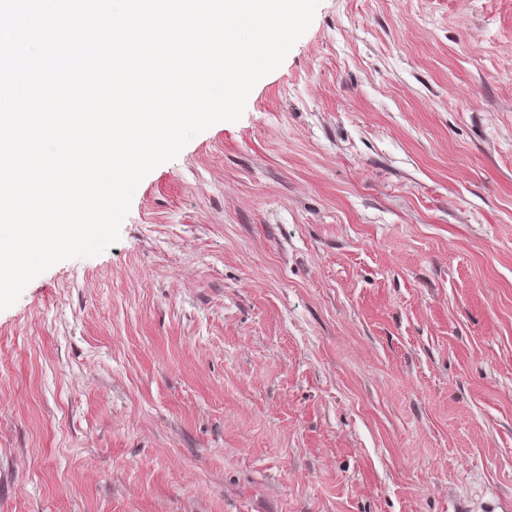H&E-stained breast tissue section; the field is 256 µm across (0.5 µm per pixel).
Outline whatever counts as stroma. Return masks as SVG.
<instances>
[{
	"instance_id": "stroma-1",
	"label": "stroma",
	"mask_w": 512,
	"mask_h": 512,
	"mask_svg": "<svg viewBox=\"0 0 512 512\" xmlns=\"http://www.w3.org/2000/svg\"><path fill=\"white\" fill-rule=\"evenodd\" d=\"M511 506L512 0H321L0 311V512Z\"/></svg>"
}]
</instances>
